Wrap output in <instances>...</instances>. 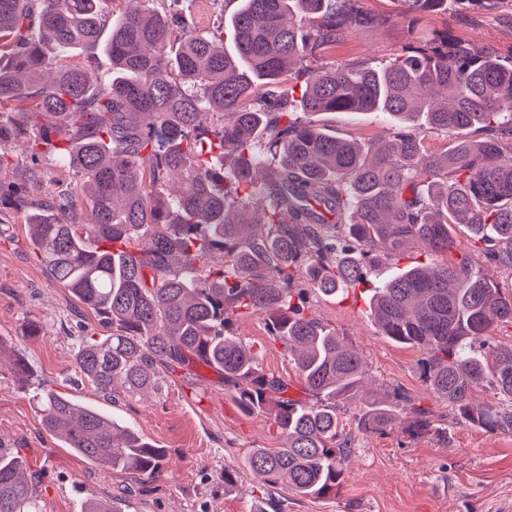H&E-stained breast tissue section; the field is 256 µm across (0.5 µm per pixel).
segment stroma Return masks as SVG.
Here are the masks:
<instances>
[{
    "label": "stroma",
    "instance_id": "35a3bbf8",
    "mask_svg": "<svg viewBox=\"0 0 512 512\" xmlns=\"http://www.w3.org/2000/svg\"><path fill=\"white\" fill-rule=\"evenodd\" d=\"M372 24L346 27L323 53L328 62L378 66L423 34L447 30L452 37L512 60V0H448L447 13L418 24L397 17L394 0H356ZM321 127L360 143L387 135L390 125L366 112H324ZM310 313L336 328L364 358L368 375L340 405L343 434L351 451L345 480L335 494L303 498L281 493V512H491L512 497V432L491 433L457 423L450 405L431 394L417 371L419 348L390 341L369 315L361 289L336 297L310 296ZM38 324V337L22 334ZM238 339L252 346L262 370L292 382L297 372L284 346L267 331V316L234 318ZM106 330L67 288L50 280L33 251L25 225L0 224V444L16 449L35 476L42 512H79L84 500L105 498L131 512H256L268 492L244 465L253 449L284 444L271 417L244 413L219 374L206 366L162 371L148 397L115 389L104 396L75 367L79 337ZM25 357L32 374L21 382L11 368ZM45 385L101 409L164 451L156 481L89 465L64 448L41 425L32 399ZM397 392L434 412L432 427L408 434L411 419L400 411L392 429L366 432L357 420L372 400ZM238 479L225 486L224 471Z\"/></svg>",
    "mask_w": 512,
    "mask_h": 512
}]
</instances>
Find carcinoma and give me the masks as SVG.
I'll use <instances>...</instances> for the list:
<instances>
[{"mask_svg": "<svg viewBox=\"0 0 512 512\" xmlns=\"http://www.w3.org/2000/svg\"><path fill=\"white\" fill-rule=\"evenodd\" d=\"M182 0H0V142L23 138L25 178L0 158V211L16 212L44 273L94 311L110 334L81 342L80 374L106 396L155 386L160 368L202 363L249 414L274 417L281 448L249 453L268 491L325 497L344 480L348 443L338 404L366 375L336 330L306 315L309 294L362 285L392 341L422 349L421 379L461 424L512 432V407L470 408L492 379L512 399V344L492 363L471 354L512 326V294L476 271L484 256L512 271V65L434 30L379 67L328 65L346 24L370 18L349 0H227L200 32ZM418 23L448 0H395ZM112 72L93 86L99 54ZM304 79L298 100L283 85ZM321 112H378L391 136L362 145L323 131ZM452 138L431 150L425 133ZM478 129L481 140L463 137ZM80 178L45 188L48 162ZM460 260L398 266L409 252L458 248ZM394 265L374 283L377 263ZM268 315L269 336L295 363L307 402L263 372L233 317ZM42 426L102 469L154 478L163 454L134 429L52 389L33 394ZM390 398L359 420L384 432ZM410 431L432 412L411 408ZM0 512H40L18 453L0 448ZM81 512H125L87 500Z\"/></svg>", "mask_w": 512, "mask_h": 512, "instance_id": "cac0c4a2", "label": "carcinoma"}]
</instances>
